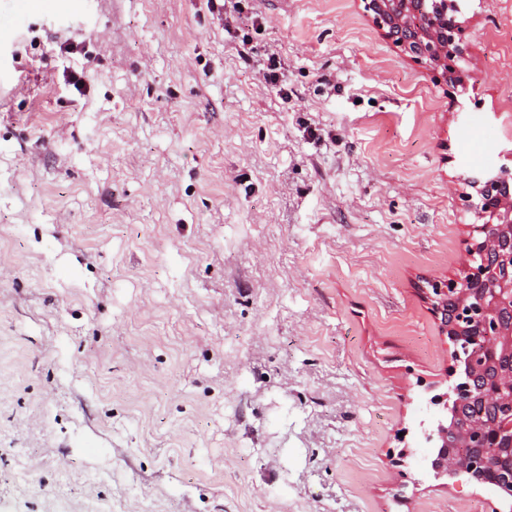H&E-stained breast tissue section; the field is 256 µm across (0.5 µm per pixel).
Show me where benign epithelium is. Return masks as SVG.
Here are the masks:
<instances>
[{
	"label": "benign epithelium",
	"mask_w": 512,
	"mask_h": 512,
	"mask_svg": "<svg viewBox=\"0 0 512 512\" xmlns=\"http://www.w3.org/2000/svg\"><path fill=\"white\" fill-rule=\"evenodd\" d=\"M377 28L414 58L456 73L464 56L463 22L455 0H364ZM466 206L482 236L465 240L466 265L422 288L442 333L454 347L448 390L433 396L430 425L416 438L434 448L426 468L435 479L461 478L492 486L512 499V149L497 169L464 178ZM500 408L488 427L468 407Z\"/></svg>",
	"instance_id": "1"
}]
</instances>
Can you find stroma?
Masks as SVG:
<instances>
[{
  "label": "stroma",
  "instance_id": "1",
  "mask_svg": "<svg viewBox=\"0 0 512 512\" xmlns=\"http://www.w3.org/2000/svg\"><path fill=\"white\" fill-rule=\"evenodd\" d=\"M31 3L0 0V512H512L393 460L448 385L420 289L466 261L461 176L512 146V0H457L462 91L361 0Z\"/></svg>",
  "mask_w": 512,
  "mask_h": 512
}]
</instances>
